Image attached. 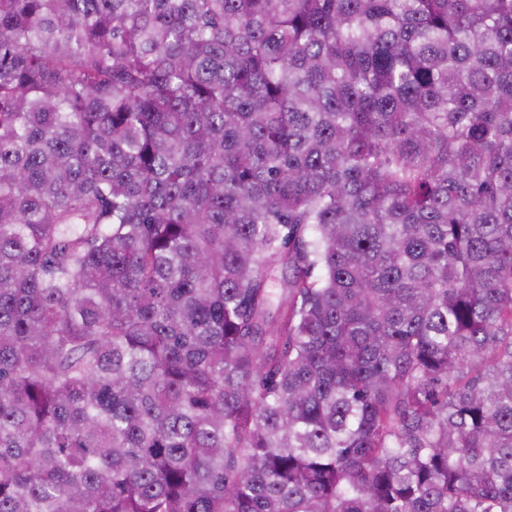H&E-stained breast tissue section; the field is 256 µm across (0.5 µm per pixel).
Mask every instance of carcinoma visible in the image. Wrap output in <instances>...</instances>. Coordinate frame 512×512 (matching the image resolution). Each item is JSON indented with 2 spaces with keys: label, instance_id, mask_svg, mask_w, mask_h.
Wrapping results in <instances>:
<instances>
[{
  "label": "carcinoma",
  "instance_id": "obj_1",
  "mask_svg": "<svg viewBox=\"0 0 512 512\" xmlns=\"http://www.w3.org/2000/svg\"><path fill=\"white\" fill-rule=\"evenodd\" d=\"M0 512H512V0H0Z\"/></svg>",
  "mask_w": 512,
  "mask_h": 512
}]
</instances>
